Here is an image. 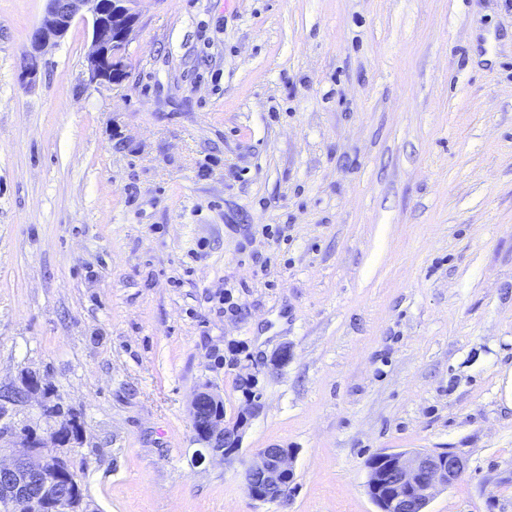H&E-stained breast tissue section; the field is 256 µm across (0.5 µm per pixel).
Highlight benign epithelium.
Wrapping results in <instances>:
<instances>
[{
  "label": "benign epithelium",
  "instance_id": "obj_1",
  "mask_svg": "<svg viewBox=\"0 0 512 512\" xmlns=\"http://www.w3.org/2000/svg\"><path fill=\"white\" fill-rule=\"evenodd\" d=\"M139 0H46L45 16L29 33L23 53L21 81L36 84L42 71L45 50L66 36L76 18L91 23L92 37L83 63V84L96 88L115 83L114 70L139 24ZM47 387L34 371L21 373L19 382L0 386V415L7 406L24 407ZM260 396L252 395L247 407L228 421L209 407L223 398L205 388L191 402L195 437L204 452L226 463L239 462L248 495L261 503H274L288 495L294 477V451L290 448H261L247 459L240 458L245 429L261 408ZM83 427L58 425L39 433L22 425L0 426L1 447L10 461L0 459V509L4 512H57L68 499L72 512H90L89 504L72 482L70 453L82 437ZM465 465L451 448L438 452H382L369 467L368 489L379 512H424L443 488L457 481Z\"/></svg>",
  "mask_w": 512,
  "mask_h": 512
}]
</instances>
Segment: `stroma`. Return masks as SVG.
<instances>
[{"label":"stroma","mask_w":512,"mask_h":512,"mask_svg":"<svg viewBox=\"0 0 512 512\" xmlns=\"http://www.w3.org/2000/svg\"><path fill=\"white\" fill-rule=\"evenodd\" d=\"M44 8L0 0V383L83 421L92 512H377L446 448L427 512H512V0H139L121 83L78 20L27 89ZM205 385L286 498L199 458ZM47 393V387L39 374L34 371L21 373L18 383L0 386V418L7 405L24 407L30 405L38 395L44 396ZM260 396L251 395L247 407L234 420L225 414L209 412V407L223 404V398L206 387L197 392L191 402L195 437L201 448L225 463L238 461L248 495L261 503H274L288 495L294 477V451L290 448H261L248 459H240L245 429L261 408ZM369 467L368 489L379 512H425L443 488L465 470L451 448L438 452H382Z\"/></svg>","instance_id":"1"}]
</instances>
